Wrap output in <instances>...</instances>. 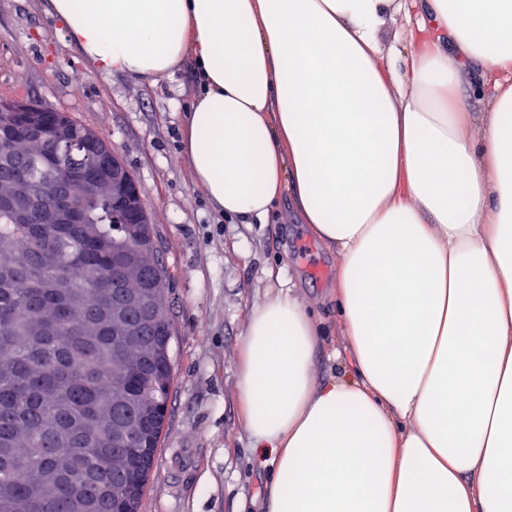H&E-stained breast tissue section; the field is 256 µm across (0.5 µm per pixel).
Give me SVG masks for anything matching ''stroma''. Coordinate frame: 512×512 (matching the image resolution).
<instances>
[{
	"label": "stroma",
	"instance_id": "1",
	"mask_svg": "<svg viewBox=\"0 0 512 512\" xmlns=\"http://www.w3.org/2000/svg\"><path fill=\"white\" fill-rule=\"evenodd\" d=\"M192 62L150 85L96 73L46 0H0V99L67 112L107 138L139 188L170 274L173 382L165 428L139 512H264L271 472L237 401L240 341L252 308L280 280L319 330L314 378H353L336 319L335 253L283 206L266 224L224 217L192 179L182 125Z\"/></svg>",
	"mask_w": 512,
	"mask_h": 512
}]
</instances>
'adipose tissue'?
Wrapping results in <instances>:
<instances>
[{
	"label": "adipose tissue",
	"instance_id": "ef3b65f1",
	"mask_svg": "<svg viewBox=\"0 0 512 512\" xmlns=\"http://www.w3.org/2000/svg\"><path fill=\"white\" fill-rule=\"evenodd\" d=\"M399 57L379 32L404 7ZM98 73L194 60L183 153L228 217L290 201L334 250L356 378L253 308L237 397L268 512H512V0H48ZM489 85L479 138L467 99Z\"/></svg>",
	"mask_w": 512,
	"mask_h": 512
}]
</instances>
